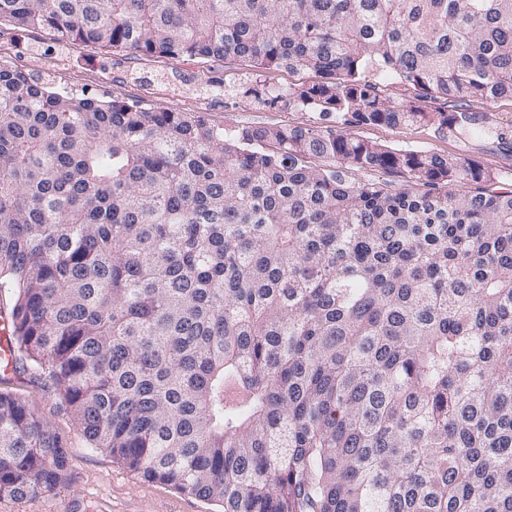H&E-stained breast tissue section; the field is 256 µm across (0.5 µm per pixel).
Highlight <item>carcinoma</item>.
I'll return each mask as SVG.
<instances>
[{"mask_svg":"<svg viewBox=\"0 0 512 512\" xmlns=\"http://www.w3.org/2000/svg\"><path fill=\"white\" fill-rule=\"evenodd\" d=\"M1 20L312 71L247 93L336 116L219 127L0 64L13 373L57 391L91 447L223 512H512V184L348 132L511 146L469 102L512 99V0H0ZM68 460L1 391L0 500L36 502Z\"/></svg>","mask_w":512,"mask_h":512,"instance_id":"carcinoma-1","label":"carcinoma"}]
</instances>
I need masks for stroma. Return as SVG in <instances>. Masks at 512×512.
<instances>
[{
    "mask_svg": "<svg viewBox=\"0 0 512 512\" xmlns=\"http://www.w3.org/2000/svg\"><path fill=\"white\" fill-rule=\"evenodd\" d=\"M0 63L13 66L55 89L86 94L101 101L137 100L145 107L201 112L220 127L264 128L333 126L334 118L284 106L262 108L245 97L256 82L285 87L313 81L309 72L262 73L239 60L205 62L109 52L94 45L70 47L45 29L18 30L0 23ZM358 139L394 148L442 156L469 157L493 168L512 183V148L493 139L456 138L429 127L392 128L359 125L349 129ZM0 390L25 398L68 440V476L56 490L35 503L4 500L0 512H219L204 501L162 483L146 481L104 452L87 446L70 417L60 410L51 389L14 374L0 380Z\"/></svg>",
    "mask_w": 512,
    "mask_h": 512,
    "instance_id": "stroma-1",
    "label": "stroma"
}]
</instances>
